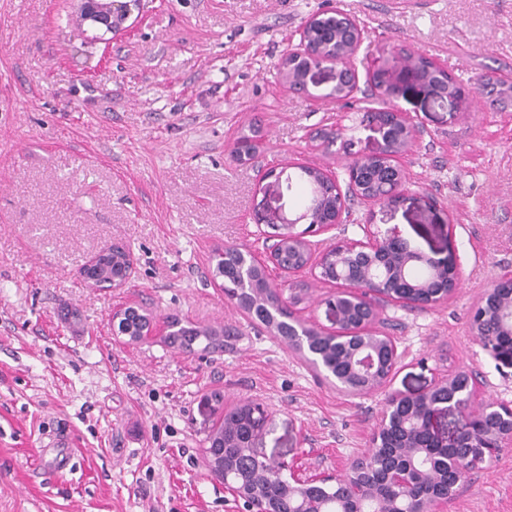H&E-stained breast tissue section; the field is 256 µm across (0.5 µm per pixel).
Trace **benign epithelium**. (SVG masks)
I'll return each mask as SVG.
<instances>
[{
	"label": "benign epithelium",
	"mask_w": 512,
	"mask_h": 512,
	"mask_svg": "<svg viewBox=\"0 0 512 512\" xmlns=\"http://www.w3.org/2000/svg\"><path fill=\"white\" fill-rule=\"evenodd\" d=\"M146 0H77L76 23L88 25L102 34L117 35L124 32L134 13L144 12ZM319 16L314 15L299 30V42L288 51V89L296 93H309V83L319 71H329L334 85L329 96L350 101L359 87V74L354 66L366 31L349 15L341 14V25L332 31L331 43H339L340 51L325 56L327 46L324 35L317 25ZM395 71L417 76L421 94L439 100H450L458 109L469 111L478 97L486 95L495 101L494 107L502 112L512 110V77L488 78L478 83L475 91L465 90L443 67L429 58L404 62L400 53H391L369 75L372 87L387 100V106L367 112L382 137V149L372 155L356 158L347 169L348 192H343L335 172L328 168L312 166L310 170L318 179L331 187L329 200L322 205L323 220L314 221L312 210L305 208L293 218H286L276 208L259 203L254 209V222L272 229L266 237L264 254L226 246L223 254H241L247 257L250 276L244 281L243 290L229 293L236 307L248 318L259 319L258 312L269 305V296L277 294L276 307L287 313L288 325L296 332L309 331L317 340L344 346L342 364L336 367L319 362L313 367L336 388L350 396L383 392L385 398L371 443L375 448L395 449V462L383 466L387 481L407 492L411 485L406 482V449L416 448V434L424 433L433 448H478L476 459L457 453L445 459L443 469L454 475L455 483L448 485L443 495H426L422 498L421 512H444L442 507L455 491V484L464 477L465 468L471 463L490 462L502 448L512 447V407L505 404H475L476 387L471 374L456 370L440 377L434 387L419 395H404L386 391L401 356L392 336L386 330V322L380 318V309L387 305H399L412 310H427L444 304L460 286V266L453 255L436 257L426 255L411 247L402 235L394 230L385 233L371 230L366 225L365 237L352 242L335 237L325 241H311L306 232L296 231L302 222L315 233L338 229L351 215L347 193L368 206L394 207L403 200L406 172L400 162L418 137L419 127L394 103L400 87L391 79ZM286 168H269L259 178L258 192L266 193L274 186L291 179H283ZM107 261L112 262V277L107 283L123 288L134 273L133 257L125 244L112 242V246L95 254L81 268L80 277L92 287L99 280L92 277L93 270ZM297 275L309 273L317 280L337 286L328 300L335 313L338 329L328 331L309 324L296 315L297 297L284 296L286 285L276 282L271 271ZM497 319L508 332H512V274L495 279L475 304L470 332L493 357L503 354L512 356V348L495 346L488 342L485 325ZM172 331L171 319L159 323L147 318L139 332V341L148 342L155 336H167ZM454 409L467 421V426L456 437H440L432 426L435 415L443 410ZM250 412L249 434L241 447L256 460H262L256 452V443L269 430L267 410L260 403L239 402L224 410V421H237L243 412ZM278 477L288 472L284 482L288 494L300 496V512H319L317 501L303 495L311 486L322 487L335 481L330 475L304 476L301 468L266 461ZM224 490L234 501L242 503V512H262L256 498L241 482L224 478Z\"/></svg>",
	"instance_id": "benign-epithelium-1"
}]
</instances>
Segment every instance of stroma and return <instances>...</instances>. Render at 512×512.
<instances>
[{
    "label": "stroma",
    "mask_w": 512,
    "mask_h": 512,
    "mask_svg": "<svg viewBox=\"0 0 512 512\" xmlns=\"http://www.w3.org/2000/svg\"><path fill=\"white\" fill-rule=\"evenodd\" d=\"M367 31L360 79L402 48L440 62L471 90L512 75V0H334ZM325 0H151L131 34L80 32L74 0H0V512H238L211 477L206 439L227 404L263 403L257 448L277 462L345 475L368 454L384 396L349 397L279 337L253 324L212 275L214 249L262 252L259 201L295 217L299 188L255 193L262 170L319 165L346 181L381 137L360 111L289 91L281 62ZM397 103L421 134L401 163L404 201L358 206L340 234L372 220L418 249L454 255L461 284L425 311L390 305L405 357L390 387L430 389L477 373L479 400L512 405V368L468 333L470 311L512 271V112L458 111L408 86ZM260 122L254 159L235 147ZM344 122L347 149L311 143ZM130 250L123 288H91L87 258ZM301 319L334 329V286L296 277ZM142 306L224 332L215 353L112 333ZM72 439L68 469L55 435ZM447 512H512V447L470 470Z\"/></svg>",
    "instance_id": "stroma-1"
}]
</instances>
